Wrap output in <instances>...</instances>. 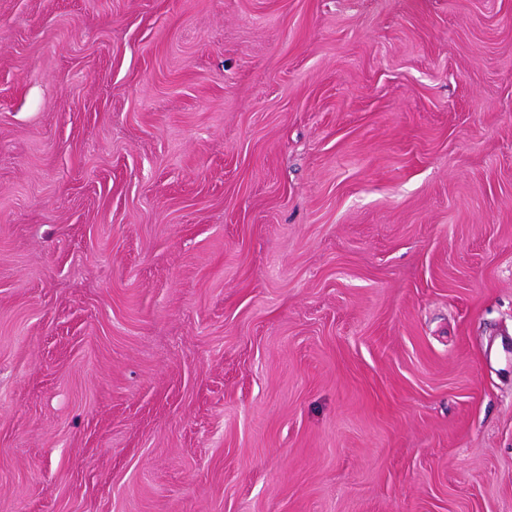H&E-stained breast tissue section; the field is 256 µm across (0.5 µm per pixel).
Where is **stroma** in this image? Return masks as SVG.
<instances>
[{
  "label": "stroma",
  "mask_w": 512,
  "mask_h": 512,
  "mask_svg": "<svg viewBox=\"0 0 512 512\" xmlns=\"http://www.w3.org/2000/svg\"><path fill=\"white\" fill-rule=\"evenodd\" d=\"M512 0H0V512H512Z\"/></svg>",
  "instance_id": "35a3bbf8"
}]
</instances>
